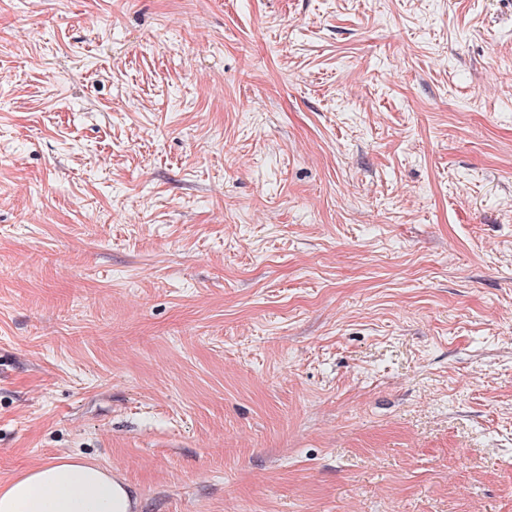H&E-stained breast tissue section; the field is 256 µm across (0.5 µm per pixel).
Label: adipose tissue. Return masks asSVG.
Returning a JSON list of instances; mask_svg holds the SVG:
<instances>
[{"instance_id":"obj_1","label":"adipose tissue","mask_w":512,"mask_h":512,"mask_svg":"<svg viewBox=\"0 0 512 512\" xmlns=\"http://www.w3.org/2000/svg\"><path fill=\"white\" fill-rule=\"evenodd\" d=\"M132 486L76 455L50 459L0 484V512H137Z\"/></svg>"}]
</instances>
